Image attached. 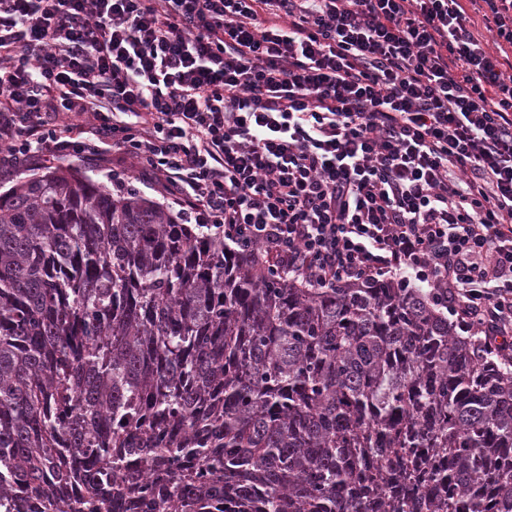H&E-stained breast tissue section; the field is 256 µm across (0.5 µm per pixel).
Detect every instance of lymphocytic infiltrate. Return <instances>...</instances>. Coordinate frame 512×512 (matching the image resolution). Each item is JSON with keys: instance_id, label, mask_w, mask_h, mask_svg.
I'll return each mask as SVG.
<instances>
[{"instance_id": "obj_1", "label": "lymphocytic infiltrate", "mask_w": 512, "mask_h": 512, "mask_svg": "<svg viewBox=\"0 0 512 512\" xmlns=\"http://www.w3.org/2000/svg\"><path fill=\"white\" fill-rule=\"evenodd\" d=\"M106 141L280 276L429 288L512 357V0H0V166Z\"/></svg>"}]
</instances>
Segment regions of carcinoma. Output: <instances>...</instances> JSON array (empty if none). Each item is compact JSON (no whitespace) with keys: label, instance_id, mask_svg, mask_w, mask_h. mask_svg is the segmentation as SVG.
Masks as SVG:
<instances>
[{"label":"carcinoma","instance_id":"cac0c4a2","mask_svg":"<svg viewBox=\"0 0 512 512\" xmlns=\"http://www.w3.org/2000/svg\"><path fill=\"white\" fill-rule=\"evenodd\" d=\"M120 182L0 192V512H512V363Z\"/></svg>","mask_w":512,"mask_h":512}]
</instances>
